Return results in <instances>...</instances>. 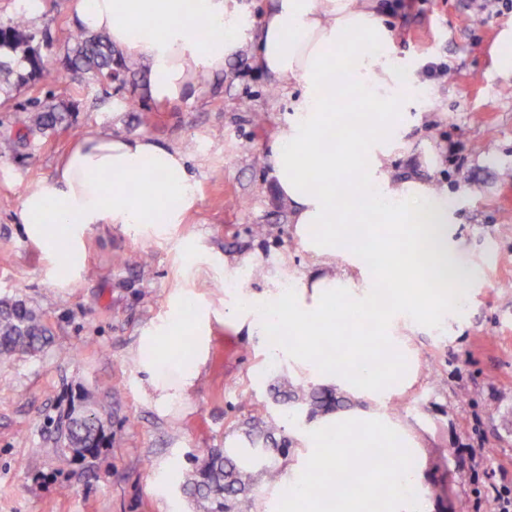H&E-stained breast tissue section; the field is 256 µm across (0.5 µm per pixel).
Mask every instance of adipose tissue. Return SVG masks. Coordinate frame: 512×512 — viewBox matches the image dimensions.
<instances>
[{
  "instance_id": "ef3b65f1",
  "label": "adipose tissue",
  "mask_w": 512,
  "mask_h": 512,
  "mask_svg": "<svg viewBox=\"0 0 512 512\" xmlns=\"http://www.w3.org/2000/svg\"><path fill=\"white\" fill-rule=\"evenodd\" d=\"M374 0H278L262 20L256 64L299 83L295 116L270 147L271 172L290 221L318 270L256 299L237 296L224 318L237 329L273 330L290 339L277 360L313 383L340 387L358 406L313 420L288 466V512H321L309 485L344 471L351 480L336 512H432L408 497L404 483L419 481L415 440L388 415L384 400L414 370L401 344L404 329L447 321L462 308L448 192L410 173L389 174L408 125L404 95L393 89L398 65L393 35L373 10ZM77 0L76 27L105 33L113 46L140 60L147 95L161 105L193 99L200 72L220 74L242 46L235 0ZM187 159L146 136L100 132L70 150L51 182L27 190L19 219L28 239L47 250L76 245L94 224H118L135 234L179 223L194 202ZM436 277L455 293L430 287ZM373 328L370 356L354 345L328 360L319 343L332 326ZM173 310L166 335L144 341L139 362L159 402L185 393L199 363L178 364L176 381L162 374L173 361V338L183 330ZM386 443L381 466L372 445Z\"/></svg>"
}]
</instances>
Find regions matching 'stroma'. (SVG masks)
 I'll use <instances>...</instances> for the list:
<instances>
[{
  "label": "stroma",
  "instance_id": "stroma-1",
  "mask_svg": "<svg viewBox=\"0 0 512 512\" xmlns=\"http://www.w3.org/2000/svg\"><path fill=\"white\" fill-rule=\"evenodd\" d=\"M73 4L41 0L35 16L62 72L55 93L71 126L0 158V297L35 306L53 338L38 356L0 363V512H196L181 488L193 469L187 452L223 447L228 436L243 439L248 427L271 421L282 422L277 437L294 449L306 424L283 421L276 401L286 368L271 351L281 336L236 331L222 315L232 296L262 293L274 275L289 283L315 264L269 175V146L291 118L298 89L259 71L247 45L190 102L163 108L139 85H88L64 68L62 49L77 32ZM377 5L401 73L418 88L407 110L425 115L405 134L406 153L391 175L412 171L447 185L466 241L457 264L476 279L460 325L407 337L417 376L387 412L416 435L426 470L448 469V496L434 512H491L495 490L512 476V70L500 63L512 48V10L501 0H488L484 14L466 0ZM433 63L445 76H429ZM40 94L36 86L0 91V136L23 131L27 102ZM97 132L185 150L196 202L158 236L92 225L82 259L63 267L57 253L26 239L20 197L49 180L78 139ZM259 224L265 235L255 234ZM250 252L264 260L258 275L225 267ZM177 296L214 314L193 343L198 377L161 407L144 394L137 351ZM81 395L109 420L112 446L93 466L61 472L46 422Z\"/></svg>",
  "mask_w": 512,
  "mask_h": 512
}]
</instances>
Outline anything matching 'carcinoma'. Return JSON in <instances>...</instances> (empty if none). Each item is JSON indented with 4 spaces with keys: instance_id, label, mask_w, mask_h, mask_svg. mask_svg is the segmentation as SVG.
<instances>
[{
    "instance_id": "cac0c4a2",
    "label": "carcinoma",
    "mask_w": 512,
    "mask_h": 512,
    "mask_svg": "<svg viewBox=\"0 0 512 512\" xmlns=\"http://www.w3.org/2000/svg\"><path fill=\"white\" fill-rule=\"evenodd\" d=\"M46 43L40 31L26 12L0 21V86L24 88L31 81H40L51 87L60 80L59 72L45 63L40 45ZM67 65L85 75L88 82L102 86L122 87L134 73L133 65L117 52L101 33L80 30L67 48ZM68 107L55 101L52 92L44 98L30 101V113L25 133L14 138H0V157L13 155L18 145L30 136L46 135L59 127L69 128ZM52 336L39 313L17 297L0 298V362L18 354H36L51 343ZM294 402L288 416L303 412L302 405L323 412L332 409L336 398L313 386L293 385L285 392ZM85 399L70 401V405L47 419V427L57 431L65 427L69 447L54 445L53 453L58 468L76 464L91 465L106 448L112 447V432L107 419L94 407L84 406ZM265 442L248 439L244 448H212L196 458L191 477L184 481L183 490L196 502L198 512H230L232 500L242 491L241 468L251 469L249 478L273 483L280 479L281 471L268 461ZM345 484L334 477L318 482L315 491L323 497L338 496Z\"/></svg>"
}]
</instances>
